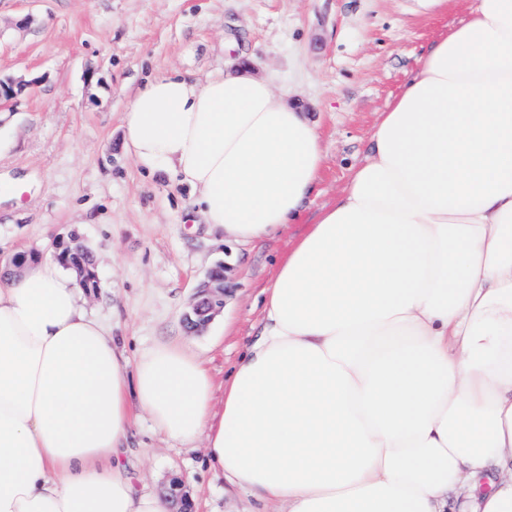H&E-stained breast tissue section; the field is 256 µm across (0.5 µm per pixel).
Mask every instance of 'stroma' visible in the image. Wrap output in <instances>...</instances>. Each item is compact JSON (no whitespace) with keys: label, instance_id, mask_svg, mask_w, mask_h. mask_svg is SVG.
<instances>
[{"label":"stroma","instance_id":"35a3bbf8","mask_svg":"<svg viewBox=\"0 0 512 512\" xmlns=\"http://www.w3.org/2000/svg\"><path fill=\"white\" fill-rule=\"evenodd\" d=\"M467 14L466 0L421 15L406 0H0V76L19 84L0 102V246L43 258L78 233L98 276L87 308L124 338L130 360L188 336L222 381L259 332L289 241L367 159L380 112ZM242 59L317 126L324 163L287 232L231 243L195 213L188 186L126 153L122 115L149 78L180 72L202 84ZM11 179L30 192L8 197ZM219 263L231 281L224 309L188 335L192 290ZM121 460L138 492L165 494L181 476L197 512L261 508L213 474L203 446L168 439L148 415Z\"/></svg>","mask_w":512,"mask_h":512}]
</instances>
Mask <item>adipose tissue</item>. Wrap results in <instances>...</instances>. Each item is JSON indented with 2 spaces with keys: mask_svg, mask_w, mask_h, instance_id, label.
Returning a JSON list of instances; mask_svg holds the SVG:
<instances>
[{
  "mask_svg": "<svg viewBox=\"0 0 512 512\" xmlns=\"http://www.w3.org/2000/svg\"><path fill=\"white\" fill-rule=\"evenodd\" d=\"M128 152L250 241L296 223L324 152L269 85L148 79ZM222 384L185 340L134 379L53 257L0 276V512H170L120 460L134 410L274 512H512V0H477L283 255Z\"/></svg>",
  "mask_w": 512,
  "mask_h": 512,
  "instance_id": "adipose-tissue-1",
  "label": "adipose tissue"
}]
</instances>
